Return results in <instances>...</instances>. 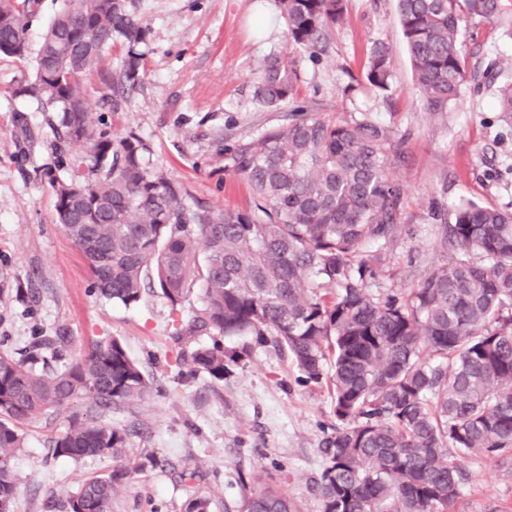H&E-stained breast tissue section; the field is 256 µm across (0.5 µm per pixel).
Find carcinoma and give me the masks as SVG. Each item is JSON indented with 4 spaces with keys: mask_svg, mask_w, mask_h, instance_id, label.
<instances>
[{
    "mask_svg": "<svg viewBox=\"0 0 512 512\" xmlns=\"http://www.w3.org/2000/svg\"><path fill=\"white\" fill-rule=\"evenodd\" d=\"M287 52L265 59L256 97L290 105L288 121L224 144V171L245 180L250 204L215 209L187 202L182 184L144 163L147 144L119 138L88 112L83 79L112 91V111L140 85L147 28L133 0H64L46 28L34 79L18 94L56 113L58 223L84 255L94 293L126 308L152 292L178 315L173 342L201 336L177 375L222 381L256 346L285 354L306 383L332 385L336 424L321 443L315 481L321 512H454L470 476L454 454H512V211L459 204L441 225L445 259L400 292L375 295L388 246L401 232L404 189L390 178L398 142L368 121L339 123L294 98L291 54L320 50L344 0H278ZM39 0H0V53L28 55L27 19ZM497 0H398V19L424 109L446 112L469 79L459 44L467 14L492 16ZM121 47L116 69L103 51ZM370 85L392 79L390 47L371 51ZM198 293L200 308L181 315ZM71 337H35L24 353L0 351V512H13L21 479L12 461L18 427L52 418L71 401L104 412L152 390L142 366L113 338L61 366ZM54 458H109L85 477L63 512H112L118 486L154 454L130 456V431L74 417L48 441ZM236 512H301L257 475Z\"/></svg>",
    "mask_w": 512,
    "mask_h": 512,
    "instance_id": "1",
    "label": "carcinoma"
}]
</instances>
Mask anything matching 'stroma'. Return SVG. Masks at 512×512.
<instances>
[{"mask_svg":"<svg viewBox=\"0 0 512 512\" xmlns=\"http://www.w3.org/2000/svg\"><path fill=\"white\" fill-rule=\"evenodd\" d=\"M136 2L149 27L144 81L116 112L108 89L88 80L91 112L113 136L132 131L142 138L147 166L182 183L190 199L247 207L246 181L224 173L223 145L257 136L286 116L285 108L255 96L264 59L287 43L277 0ZM61 4L41 0L29 18L25 60L0 54V348L20 352L34 337L63 328L78 346L120 339L141 363L152 392L109 419L136 430L134 450L148 449L171 466L137 475L114 496L112 512H182L195 494L210 497V512H225L239 501L242 479L263 469L303 512H319L311 482L324 465L323 431L334 421L327 384L299 382L291 360L269 347L255 348L221 382L177 376L179 348L163 299L148 293L126 308L90 293L87 263L57 221L47 180L52 171L75 179L84 171L59 169L54 113L17 93L33 79L42 34ZM459 39L484 76L464 83L443 113L425 111L416 90L397 0H346L323 51L295 57V93L311 112L369 120L401 142L390 175L405 188L402 232L386 253L384 275L369 285L376 294L403 290L441 262L434 212L451 214L466 201L512 210V125L497 109L500 90L512 84V0H498L493 17L465 16ZM379 41L391 48L393 77L384 91L366 80ZM75 416L96 413L74 402L53 420L24 427L25 446L13 460L23 479L16 512H48L79 478L111 470L108 459L48 457V436ZM195 463L205 468L204 480L182 483L178 467ZM459 464L471 480L455 512H512V457L474 455Z\"/></svg>","mask_w":512,"mask_h":512,"instance_id":"stroma-1","label":"stroma"}]
</instances>
